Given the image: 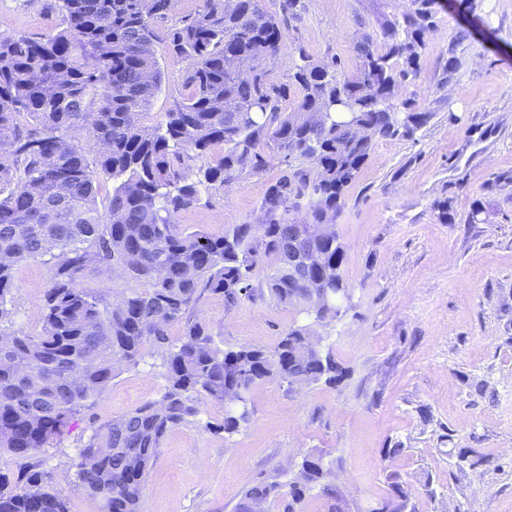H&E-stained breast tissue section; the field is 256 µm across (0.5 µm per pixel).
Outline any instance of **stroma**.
Here are the masks:
<instances>
[{"label": "stroma", "mask_w": 512, "mask_h": 512, "mask_svg": "<svg viewBox=\"0 0 512 512\" xmlns=\"http://www.w3.org/2000/svg\"><path fill=\"white\" fill-rule=\"evenodd\" d=\"M48 3L0 0V28L30 36L63 28ZM411 6L299 0L271 64L275 78L287 81L302 51L352 68L356 43ZM155 51L164 81L142 119L149 127L181 98L186 75L164 41ZM452 55L460 66L451 74L443 65ZM400 94L432 118L413 138L376 141L337 220L353 308L321 334L349 377L336 387L263 382L252 392L250 421L230 436L219 429L223 406L207 404L164 437L140 512H234L248 486L294 480L312 451L331 462L348 512H374L392 472L412 487L416 512H512V0H443L418 74ZM279 170L274 164L210 191L178 224L220 232L256 223ZM443 199L453 223L436 218L433 203ZM476 202L482 211L472 222ZM49 282L41 263L17 267L18 327L40 331ZM199 317L225 346L271 349L296 314L272 303L230 310L214 298ZM160 361L148 354L121 367L96 405L41 455V471L70 512H102L72 463L92 426L161 398ZM396 443L402 454L383 458L382 448ZM464 448L487 464L456 470L453 455Z\"/></svg>", "instance_id": "1"}]
</instances>
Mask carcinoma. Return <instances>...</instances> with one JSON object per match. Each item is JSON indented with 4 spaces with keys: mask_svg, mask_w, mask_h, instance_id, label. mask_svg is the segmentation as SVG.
Listing matches in <instances>:
<instances>
[{
    "mask_svg": "<svg viewBox=\"0 0 512 512\" xmlns=\"http://www.w3.org/2000/svg\"><path fill=\"white\" fill-rule=\"evenodd\" d=\"M413 4L382 23L381 40L357 43L350 75L341 76L340 58L316 63L301 50L284 83L267 66L228 67L232 56L261 62L279 54L285 34L264 0H204L167 33L171 56L186 63L188 93L153 127L141 117L162 82L154 23L172 12V0H57L65 27L39 39L0 33V338L10 346L0 359V451L27 460L13 483L0 473V512H69L33 458L94 406L118 368L138 366L152 350L167 381L161 400L93 428L73 464L102 512H139L163 437L203 404L228 407L218 429L232 435L248 422L232 404L262 382L346 379L330 351L310 347L314 327L339 318L336 296L350 292L346 249L320 226L336 225L344 191L376 140L410 138L432 117L399 98L417 76L438 0ZM79 130L95 145L92 159L75 143ZM216 145L224 146L219 162L191 166ZM269 145L280 172L258 223L217 233L179 228L176 216L202 194L264 173ZM103 177L112 195L101 211L95 190ZM303 208L317 225L309 237L291 218ZM295 241L333 301L309 315L301 307L319 289L288 277ZM29 261L50 272L35 334L13 327L14 271ZM104 272L127 287L88 285ZM214 297L227 307L268 300L299 318L270 350L225 348L197 317ZM176 323L182 334L174 340ZM331 475L322 454H306L282 512H300L316 488L329 512H346ZM388 479L379 512H416L407 483L396 473ZM279 488L247 487L235 512H264Z\"/></svg>",
    "mask_w": 512,
    "mask_h": 512,
    "instance_id": "carcinoma-1",
    "label": "carcinoma"
}]
</instances>
